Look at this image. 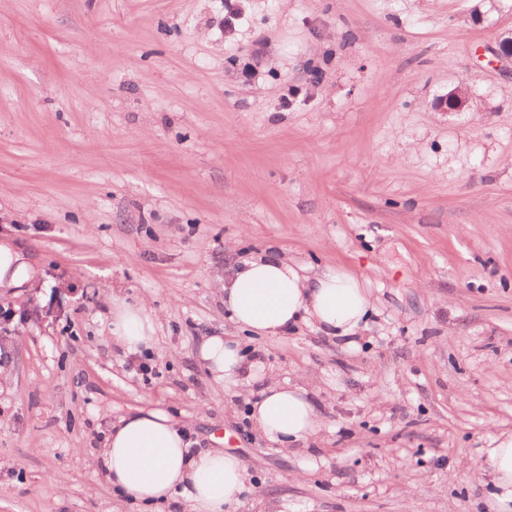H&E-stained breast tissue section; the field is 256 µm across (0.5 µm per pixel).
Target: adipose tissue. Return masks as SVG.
I'll return each instance as SVG.
<instances>
[{
  "instance_id": "1",
  "label": "adipose tissue",
  "mask_w": 512,
  "mask_h": 512,
  "mask_svg": "<svg viewBox=\"0 0 512 512\" xmlns=\"http://www.w3.org/2000/svg\"><path fill=\"white\" fill-rule=\"evenodd\" d=\"M112 305L111 332L123 348L135 352L155 343L159 319L152 310L117 297ZM224 305L236 324L259 337L283 335L303 321L326 335L347 339L366 326L372 301L346 272L328 268L311 279L298 264L270 253L238 263L224 283ZM200 356L216 382L234 388L261 383L250 417L270 442L285 448L318 433L307 389L260 382L263 364L245 361L235 338L209 337ZM90 464L131 499L181 501L187 512H229L248 480L234 453L191 450L185 429L161 409H140L122 417ZM485 470L495 512H512V433L496 437Z\"/></svg>"
}]
</instances>
